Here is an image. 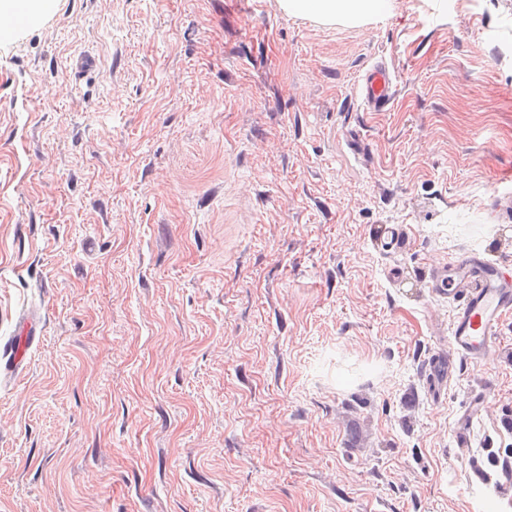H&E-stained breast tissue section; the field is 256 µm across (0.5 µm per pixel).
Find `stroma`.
<instances>
[{
    "label": "stroma",
    "mask_w": 512,
    "mask_h": 512,
    "mask_svg": "<svg viewBox=\"0 0 512 512\" xmlns=\"http://www.w3.org/2000/svg\"><path fill=\"white\" fill-rule=\"evenodd\" d=\"M511 195L512 0H60L0 48V345L42 320L0 379V512H512V318L425 377L432 270L512 263ZM282 11L290 16L312 17L327 22L359 25L384 15L389 0H278ZM357 93L367 111H387L397 94V86L388 66L385 63H377L366 70ZM38 320L30 315L19 318L15 331L18 334V342L12 341L8 350L0 349V376L5 371L8 375H17L22 369V363L26 354L37 336ZM426 372L434 389L438 392V395H440L453 377L455 367L448 357L443 356L440 353H436L428 360L426 364ZM486 404V395L480 392L471 398L468 410L461 416L457 429L458 446L463 447V439L466 434L467 425H470L474 418L478 417Z\"/></svg>",
    "instance_id": "1"
}]
</instances>
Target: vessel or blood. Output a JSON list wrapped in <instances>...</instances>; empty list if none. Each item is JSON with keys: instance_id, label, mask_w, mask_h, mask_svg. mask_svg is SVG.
I'll list each match as a JSON object with an SVG mask.
<instances>
[{"instance_id": "obj_1", "label": "vessel or blood", "mask_w": 512, "mask_h": 512, "mask_svg": "<svg viewBox=\"0 0 512 512\" xmlns=\"http://www.w3.org/2000/svg\"><path fill=\"white\" fill-rule=\"evenodd\" d=\"M357 93L367 111H387L397 94L388 66L377 63L366 70ZM431 288L434 294L452 297L456 303L448 337L452 354H434L426 364L427 376L440 392L455 372L454 359L483 363L491 360L499 324L512 315V269L477 252L458 254L435 268ZM37 329L36 318H19L17 341L11 342L9 349H0V373H19Z\"/></svg>"}]
</instances>
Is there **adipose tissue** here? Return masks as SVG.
I'll list each match as a JSON object with an SVG mask.
<instances>
[{"label": "adipose tissue", "mask_w": 512, "mask_h": 512, "mask_svg": "<svg viewBox=\"0 0 512 512\" xmlns=\"http://www.w3.org/2000/svg\"><path fill=\"white\" fill-rule=\"evenodd\" d=\"M291 16L359 25L384 15L390 0H278ZM58 0H0V47L16 42L25 32L41 26L56 12Z\"/></svg>", "instance_id": "ef3b65f1"}]
</instances>
